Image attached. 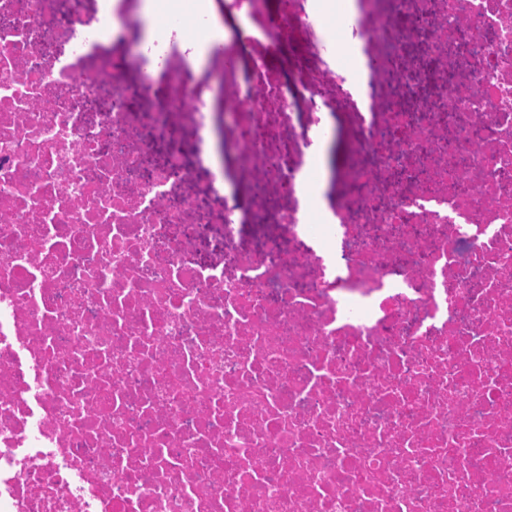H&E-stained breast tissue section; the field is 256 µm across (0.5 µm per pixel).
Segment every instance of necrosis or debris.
<instances>
[{
  "label": "necrosis or debris",
  "instance_id": "obj_1",
  "mask_svg": "<svg viewBox=\"0 0 512 512\" xmlns=\"http://www.w3.org/2000/svg\"><path fill=\"white\" fill-rule=\"evenodd\" d=\"M157 2L0 0V512H512V0Z\"/></svg>",
  "mask_w": 512,
  "mask_h": 512
}]
</instances>
